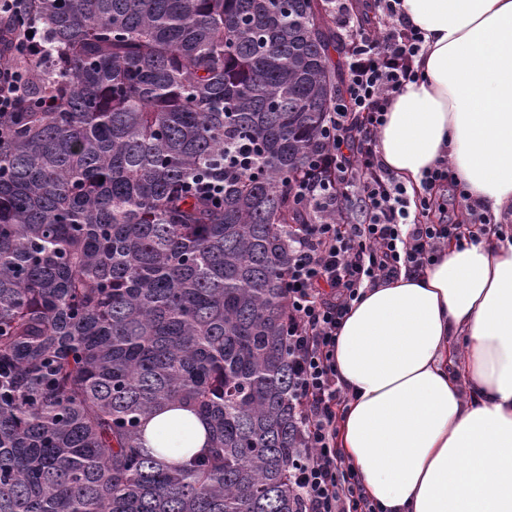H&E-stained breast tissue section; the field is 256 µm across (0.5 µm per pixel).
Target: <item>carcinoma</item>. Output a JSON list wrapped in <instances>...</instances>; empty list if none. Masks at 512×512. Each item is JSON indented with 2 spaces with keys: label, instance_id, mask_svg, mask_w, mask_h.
I'll return each instance as SVG.
<instances>
[{
  "label": "carcinoma",
  "instance_id": "carcinoma-1",
  "mask_svg": "<svg viewBox=\"0 0 512 512\" xmlns=\"http://www.w3.org/2000/svg\"><path fill=\"white\" fill-rule=\"evenodd\" d=\"M29 16L63 68L0 116V512H294L288 229L340 95L329 0ZM172 407L207 427L179 465L144 445Z\"/></svg>",
  "mask_w": 512,
  "mask_h": 512
}]
</instances>
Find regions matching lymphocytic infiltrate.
I'll list each match as a JSON object with an SVG mask.
<instances>
[{"label":"lymphocytic infiltrate","instance_id":"obj_1","mask_svg":"<svg viewBox=\"0 0 512 512\" xmlns=\"http://www.w3.org/2000/svg\"><path fill=\"white\" fill-rule=\"evenodd\" d=\"M346 65L341 99L325 116L319 144L295 181L312 221L290 241L287 348L302 462L292 468L297 512H375L336 444L344 403L336 371V337L352 301L399 273H422L461 226L447 209L432 211L451 174L440 160L424 193L408 195L377 153L391 100L418 79L423 37L403 18L400 0H330ZM12 39L23 65L0 64V112L17 111L28 67L51 49L41 30Z\"/></svg>","mask_w":512,"mask_h":512}]
</instances>
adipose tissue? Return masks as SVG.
<instances>
[{"label": "adipose tissue", "mask_w": 512, "mask_h": 512, "mask_svg": "<svg viewBox=\"0 0 512 512\" xmlns=\"http://www.w3.org/2000/svg\"><path fill=\"white\" fill-rule=\"evenodd\" d=\"M422 32L423 76L393 97L378 132L408 189L447 159L484 210L512 206V0H401ZM336 369L348 395L338 443L378 512H512V239L449 241L425 273L352 302ZM181 462L202 422L168 410L145 427Z\"/></svg>", "instance_id": "ef3b65f1"}]
</instances>
